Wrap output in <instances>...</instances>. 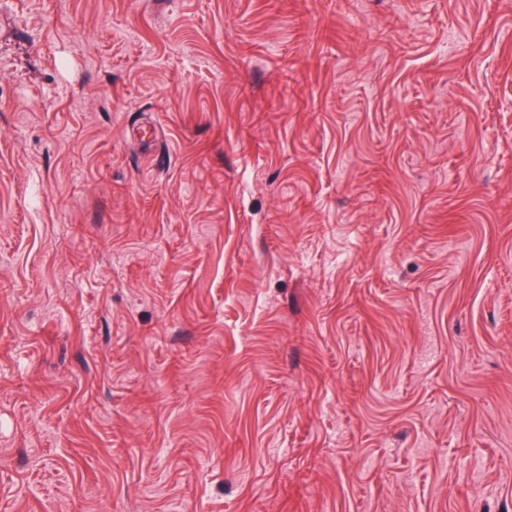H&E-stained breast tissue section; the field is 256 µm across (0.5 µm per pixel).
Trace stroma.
<instances>
[{
	"mask_svg": "<svg viewBox=\"0 0 512 512\" xmlns=\"http://www.w3.org/2000/svg\"><path fill=\"white\" fill-rule=\"evenodd\" d=\"M0 512H512V0H0Z\"/></svg>",
	"mask_w": 512,
	"mask_h": 512,
	"instance_id": "35a3bbf8",
	"label": "stroma"
}]
</instances>
